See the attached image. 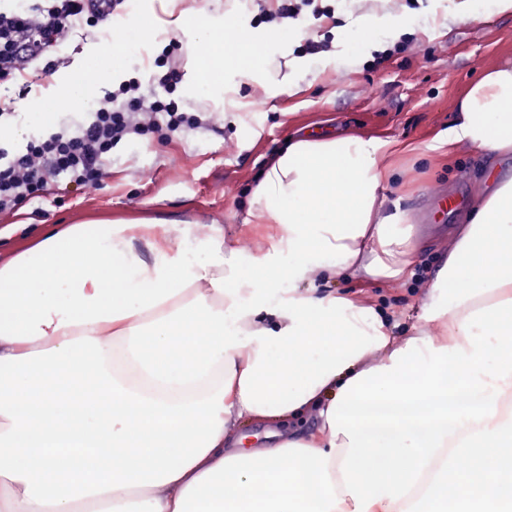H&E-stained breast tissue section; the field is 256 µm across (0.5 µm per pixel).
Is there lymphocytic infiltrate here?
<instances>
[{"label": "lymphocytic infiltrate", "mask_w": 512, "mask_h": 512, "mask_svg": "<svg viewBox=\"0 0 512 512\" xmlns=\"http://www.w3.org/2000/svg\"><path fill=\"white\" fill-rule=\"evenodd\" d=\"M125 4L25 0L21 6L0 5V122L19 117L12 89L53 74L76 31L106 28ZM182 77L177 60L160 62L152 94L131 78L112 89L97 110L62 113L53 128L31 132L20 146L0 144V213L42 200L55 183L103 188L112 177V149L125 138L201 127L200 113L180 107L173 98Z\"/></svg>", "instance_id": "lymphocytic-infiltrate-1"}]
</instances>
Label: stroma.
Here are the masks:
<instances>
[{"mask_svg": "<svg viewBox=\"0 0 512 512\" xmlns=\"http://www.w3.org/2000/svg\"><path fill=\"white\" fill-rule=\"evenodd\" d=\"M450 0H332L336 20L324 21L303 11L296 26L307 40L271 39L273 24H255L268 0H128L120 27L148 26L158 38L133 43L121 64L112 61V38L75 33L53 74L54 84L79 79L98 70L97 99H106L113 85L137 78L142 91L153 88L163 36L174 35L183 61L181 84L174 94L182 104L203 106L210 124L160 139H135L112 151V178L99 190L56 186L40 205H26L0 214V265L36 244L50 229L115 218H149L188 224H216L225 239L237 238L247 217V199L268 158L291 136H344L392 140L406 145L383 195L393 199L402 184L417 192L402 207L422 244L415 281L387 282L367 276L340 279L336 291L354 295L366 306L401 311L399 331L412 332L441 254L448 252L468 213L503 179L512 176V160L484 156L459 147L450 160L440 158L441 144L455 119L454 106L464 86L486 68L512 59V14L485 4L478 21L447 24ZM407 12L417 20L408 35L382 54L366 47L337 42L335 26L364 14L383 16ZM186 13L221 17L227 24L267 40L265 79L279 80L286 56L306 55L307 42L322 50L341 49L340 64L319 78L299 75L295 95L266 96L262 86L239 84L237 96L255 101L252 111H234L214 98L189 90L195 62L183 34L174 33L171 15ZM452 191L462 205L448 208L444 194Z\"/></svg>", "mask_w": 512, "mask_h": 512, "instance_id": "obj_1", "label": "stroma"}]
</instances>
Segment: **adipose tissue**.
Returning <instances> with one entry per match:
<instances>
[{
  "mask_svg": "<svg viewBox=\"0 0 512 512\" xmlns=\"http://www.w3.org/2000/svg\"><path fill=\"white\" fill-rule=\"evenodd\" d=\"M173 26L195 88L229 105L225 73L263 74L264 44L223 22ZM455 111L448 148L512 154V60ZM399 152L361 136L288 142L251 191L244 246L213 224L128 218L49 231L0 267V512H447L452 499L512 512V353L485 340L512 327V265L495 263L512 253V180L442 257L413 335L312 287L414 280L419 244L379 191ZM461 390L472 405L459 416L364 412ZM310 416L315 432L296 436ZM245 418L277 423L278 441L233 447ZM70 438L97 464L52 452ZM468 454L500 477L449 483Z\"/></svg>",
  "mask_w": 512,
  "mask_h": 512,
  "instance_id": "obj_1",
  "label": "adipose tissue"
}]
</instances>
